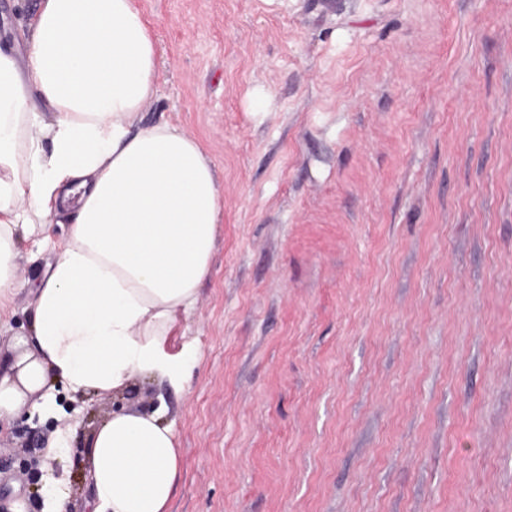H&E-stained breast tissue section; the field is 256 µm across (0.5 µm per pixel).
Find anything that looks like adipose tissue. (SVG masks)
Here are the masks:
<instances>
[{"instance_id": "obj_1", "label": "adipose tissue", "mask_w": 512, "mask_h": 512, "mask_svg": "<svg viewBox=\"0 0 512 512\" xmlns=\"http://www.w3.org/2000/svg\"><path fill=\"white\" fill-rule=\"evenodd\" d=\"M25 61L0 49V297L19 287L21 235L58 214L73 227L39 289L33 333L0 373V422L56 383L109 391L133 375L181 384L169 350L210 270L222 195L180 125H142L159 79L135 0H40ZM98 512H168L180 474L158 413L113 414L93 434Z\"/></svg>"}]
</instances>
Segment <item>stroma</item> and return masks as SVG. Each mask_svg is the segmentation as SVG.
Wrapping results in <instances>:
<instances>
[{
  "mask_svg": "<svg viewBox=\"0 0 512 512\" xmlns=\"http://www.w3.org/2000/svg\"><path fill=\"white\" fill-rule=\"evenodd\" d=\"M136 2L141 119L197 137L224 203L176 328L195 360L179 387L31 396L0 512H93V430L158 408L170 512H512V0ZM37 6L0 0V47ZM72 227L20 243L1 370Z\"/></svg>",
  "mask_w": 512,
  "mask_h": 512,
  "instance_id": "stroma-1",
  "label": "stroma"
}]
</instances>
